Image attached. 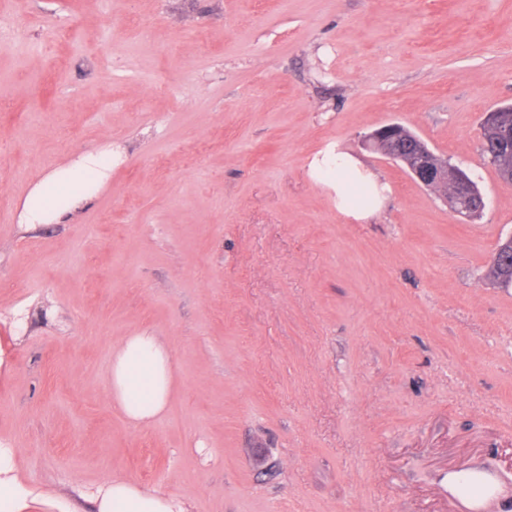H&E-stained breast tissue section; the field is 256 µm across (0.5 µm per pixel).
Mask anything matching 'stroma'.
Returning <instances> with one entry per match:
<instances>
[{"mask_svg":"<svg viewBox=\"0 0 512 512\" xmlns=\"http://www.w3.org/2000/svg\"><path fill=\"white\" fill-rule=\"evenodd\" d=\"M512 104V0H0V447L27 512L107 479L190 512H512V186L480 152ZM398 122L486 206L449 211L368 148ZM111 150L65 224H24L53 170ZM388 184L369 219L311 166ZM168 346L167 412L109 397L112 347Z\"/></svg>","mask_w":512,"mask_h":512,"instance_id":"1","label":"stroma"}]
</instances>
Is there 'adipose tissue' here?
I'll list each match as a JSON object with an SVG mask.
<instances>
[{"instance_id":"1","label":"adipose tissue","mask_w":512,"mask_h":512,"mask_svg":"<svg viewBox=\"0 0 512 512\" xmlns=\"http://www.w3.org/2000/svg\"><path fill=\"white\" fill-rule=\"evenodd\" d=\"M112 154L98 151L46 176L27 196L22 218L27 224L62 223L87 204L108 176ZM315 177L335 183L345 195L363 203L349 207L348 215L364 220L376 213L387 190L373 174L363 172L348 154L324 155ZM175 376L171 354L153 334L139 331L112 348L109 393L112 403L135 425L153 423L167 408ZM28 491L16 472V453L0 448V512H25ZM91 502L95 512H188L167 496L149 492L134 481L115 476L106 481Z\"/></svg>"}]
</instances>
